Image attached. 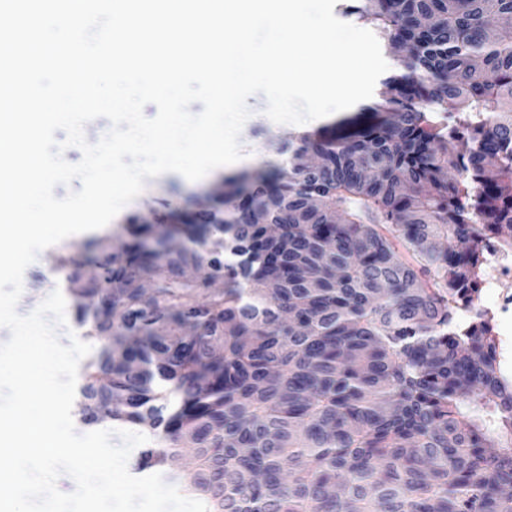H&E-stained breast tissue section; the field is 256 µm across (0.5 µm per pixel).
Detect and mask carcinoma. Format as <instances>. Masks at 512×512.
I'll list each match as a JSON object with an SVG mask.
<instances>
[{
  "instance_id": "obj_1",
  "label": "carcinoma",
  "mask_w": 512,
  "mask_h": 512,
  "mask_svg": "<svg viewBox=\"0 0 512 512\" xmlns=\"http://www.w3.org/2000/svg\"><path fill=\"white\" fill-rule=\"evenodd\" d=\"M355 11L401 66L375 123L299 136L188 244L134 224L95 281L72 273L107 341L80 414L163 428L144 467L192 449L208 512H512V383L481 314L455 318L512 229V26L491 27L512 0Z\"/></svg>"
}]
</instances>
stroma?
Returning a JSON list of instances; mask_svg holds the SVG:
<instances>
[{"label":"stroma","instance_id":"obj_1","mask_svg":"<svg viewBox=\"0 0 512 512\" xmlns=\"http://www.w3.org/2000/svg\"><path fill=\"white\" fill-rule=\"evenodd\" d=\"M247 103L251 115L242 128L240 141L246 153L253 156L252 163L245 169L250 173L268 172L283 164L285 157L281 148L295 140L300 130L329 128L357 116L363 110L362 105L357 104L306 123L301 128L272 122L265 114L267 100L263 95L249 97ZM239 171L235 167L222 169L197 184L187 183L182 175L175 172L148 179L143 192L112 220L108 238L124 236L125 227L129 224L146 221L168 226L184 223L186 219L201 213L213 212L214 197L223 190L225 178L238 175ZM67 252L73 253L82 262L104 255L102 248L90 251L78 241H62L41 251L24 272L23 294L17 305L19 314H30L53 290H67L68 272L56 263L57 256Z\"/></svg>","mask_w":512,"mask_h":512}]
</instances>
